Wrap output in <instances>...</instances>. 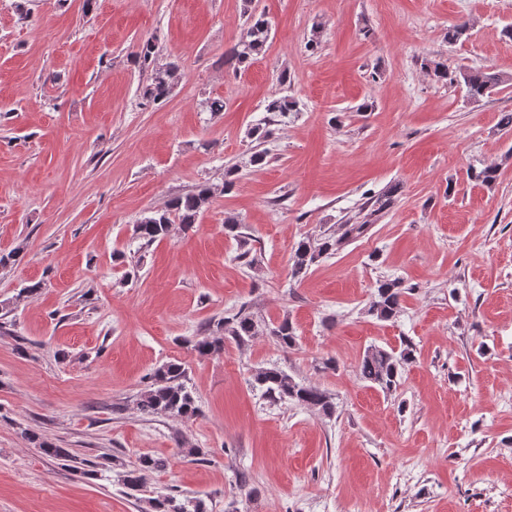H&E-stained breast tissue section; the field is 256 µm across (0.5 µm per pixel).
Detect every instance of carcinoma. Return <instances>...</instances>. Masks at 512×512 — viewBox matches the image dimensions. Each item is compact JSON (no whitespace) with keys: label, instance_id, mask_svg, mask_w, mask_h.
Returning <instances> with one entry per match:
<instances>
[{"label":"carcinoma","instance_id":"1","mask_svg":"<svg viewBox=\"0 0 512 512\" xmlns=\"http://www.w3.org/2000/svg\"><path fill=\"white\" fill-rule=\"evenodd\" d=\"M248 26L239 41L229 52V60L239 67L252 63L260 54L269 37V22L265 14L256 9L246 10ZM159 51L150 40L145 41L137 53L140 63L153 66L151 82L141 87L143 104L154 105L163 102L177 79L178 66L173 63L157 64ZM434 76L440 81L462 84L467 95L479 100L504 83L498 73L487 68H461L454 73L448 72L443 63L434 65ZM265 111L284 116L298 111V102L289 95H278L269 99ZM471 178L487 187H492L498 178V168L483 167L474 169ZM218 191L213 184H201L194 190L170 199L163 207L144 215L133 226L134 238L146 244L161 240L170 235L172 226L178 224L185 231L193 228L199 217L206 212ZM341 240L334 236L306 238L295 247L291 256V276L298 278L305 274L319 258L333 254ZM404 288L398 279L381 280L377 283L374 297L368 313L379 320H391L401 310ZM213 335L194 344V350L200 356H208L224 348V338L230 337L236 343L245 345L254 337L266 332L273 337L283 352L295 348L296 330L288 318H283L277 326L268 330L262 328L254 318L243 310L222 317L208 326ZM413 359V347L404 345L400 351L386 350L371 346L366 349L359 365L360 379L386 393L397 390L400 385L404 365ZM253 381L262 394L273 403L290 402L296 406L315 411L331 418L336 414V403L332 395L318 386L304 384L295 380L279 366L258 369ZM137 407L147 415L164 414L171 418L190 420L198 415L196 400L186 383V369L178 361H169L158 367L151 376L148 389L141 392ZM30 439L37 443L43 453L63 462H72L75 457L66 448H59L53 442L33 434ZM165 467L161 459L142 456L131 468L124 471L123 484L132 492L143 488L145 473ZM149 512H207L202 499L197 497L178 498L171 494H159L148 499Z\"/></svg>","mask_w":512,"mask_h":512}]
</instances>
